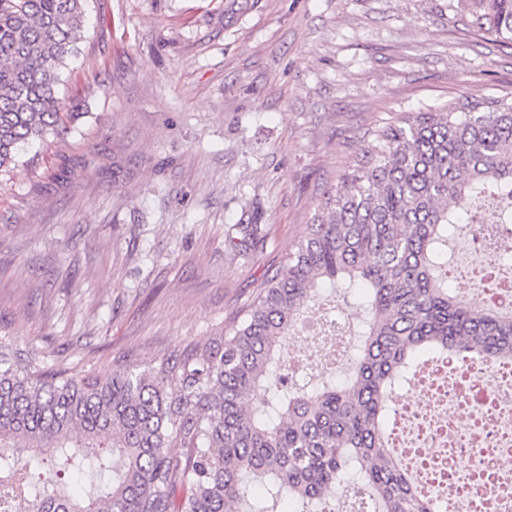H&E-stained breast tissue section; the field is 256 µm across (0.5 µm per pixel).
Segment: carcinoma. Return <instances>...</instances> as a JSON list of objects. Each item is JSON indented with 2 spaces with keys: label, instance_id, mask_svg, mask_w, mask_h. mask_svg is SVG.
I'll list each match as a JSON object with an SVG mask.
<instances>
[{
  "label": "carcinoma",
  "instance_id": "obj_1",
  "mask_svg": "<svg viewBox=\"0 0 512 512\" xmlns=\"http://www.w3.org/2000/svg\"><path fill=\"white\" fill-rule=\"evenodd\" d=\"M468 25L512 43V0H473ZM85 34V0H0V172L27 144L79 116L58 97ZM497 198L512 222V90L397 112L367 133L245 317L144 368L102 376L49 367L0 344V512H323L332 488L361 483L377 512H433L386 433L397 385L437 355L512 360V311L471 307L439 262L455 212ZM259 224L228 245L245 248ZM361 289L349 377L299 385L282 347L319 286ZM50 462L36 475L14 448ZM83 477L71 494L64 476ZM257 482L264 492L247 497Z\"/></svg>",
  "mask_w": 512,
  "mask_h": 512
}]
</instances>
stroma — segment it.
Returning a JSON list of instances; mask_svg holds the SVG:
<instances>
[{"mask_svg": "<svg viewBox=\"0 0 512 512\" xmlns=\"http://www.w3.org/2000/svg\"><path fill=\"white\" fill-rule=\"evenodd\" d=\"M81 117L0 176V336L145 366L214 334L301 240L368 129L512 90L466 0H87ZM260 214L244 253L224 240Z\"/></svg>", "mask_w": 512, "mask_h": 512, "instance_id": "35a3bbf8", "label": "stroma"}]
</instances>
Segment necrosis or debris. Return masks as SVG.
Returning <instances> with one entry per match:
<instances>
[{
  "label": "necrosis or debris",
  "instance_id": "4bbe7bcc",
  "mask_svg": "<svg viewBox=\"0 0 512 512\" xmlns=\"http://www.w3.org/2000/svg\"><path fill=\"white\" fill-rule=\"evenodd\" d=\"M471 242L458 263L460 288L478 292L484 305L512 307V227L473 225ZM313 318L318 333L289 358L300 376L339 365L350 347L349 317L326 308ZM419 384L422 400L393 407L400 463L451 512H512V362L430 363Z\"/></svg>",
  "mask_w": 512,
  "mask_h": 512
}]
</instances>
